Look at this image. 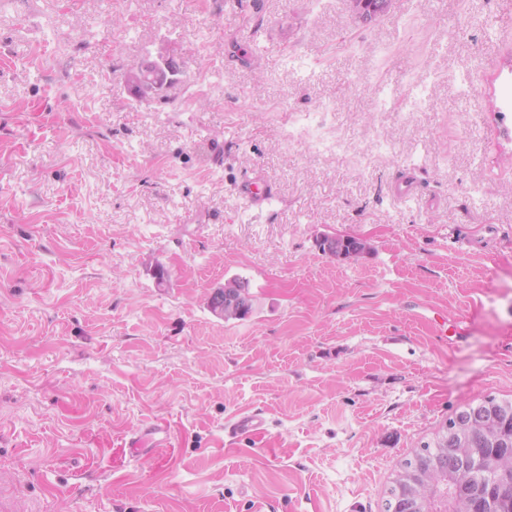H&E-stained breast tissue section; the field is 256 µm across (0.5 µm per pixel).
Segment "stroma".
<instances>
[{"mask_svg": "<svg viewBox=\"0 0 512 512\" xmlns=\"http://www.w3.org/2000/svg\"><path fill=\"white\" fill-rule=\"evenodd\" d=\"M161 55L179 75L139 97ZM234 277L254 311L227 322ZM489 396L512 400V0H0L1 499L384 512L396 462ZM161 420L169 447L124 453ZM234 280H244L247 283V286L244 282H236V283H230L224 289V284L216 287L213 292L212 296L216 297L219 301L224 302V294L225 297H227L228 300L232 302V305H235L236 303H244L246 305H250L251 303V296L248 293L247 288L249 289V283L246 279H241L239 277H234Z\"/></svg>", "mask_w": 512, "mask_h": 512, "instance_id": "obj_1", "label": "stroma"}]
</instances>
